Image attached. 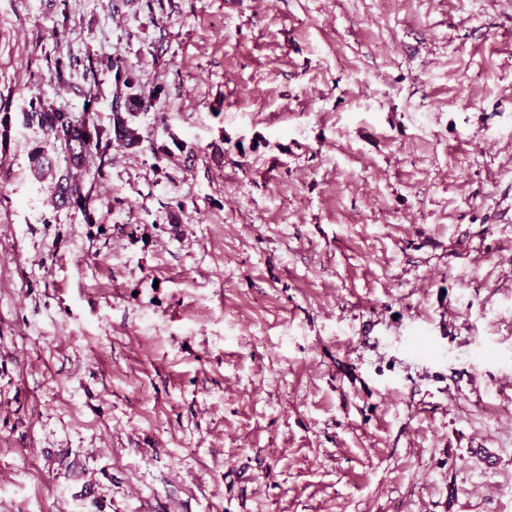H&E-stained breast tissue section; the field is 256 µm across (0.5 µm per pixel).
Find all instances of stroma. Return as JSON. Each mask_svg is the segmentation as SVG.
Instances as JSON below:
<instances>
[{"label": "stroma", "instance_id": "stroma-1", "mask_svg": "<svg viewBox=\"0 0 512 512\" xmlns=\"http://www.w3.org/2000/svg\"><path fill=\"white\" fill-rule=\"evenodd\" d=\"M2 103L0 512H512V0H0ZM110 67L115 69L118 78L120 72L125 75L123 86L127 91H117L113 96L112 125L109 128L98 126L89 115L92 112H88L86 105L82 118L77 120L74 126H71V121L67 119L69 112L41 102L38 103V107H34V112H29L50 136L52 152L56 158L62 157L65 162V168L59 169L43 147L34 148L29 158L37 178L51 176L54 180L55 196L60 205H77L83 211L89 210L92 197L89 192L84 196L80 193L81 179L72 170L81 168L85 157L93 149L101 153L103 164L113 141H119L129 148L138 146L141 141L139 129L130 119L135 111L146 107L137 76L133 72V67L121 54L112 55ZM135 90L139 92H134ZM83 134H86V139H83Z\"/></svg>", "mask_w": 512, "mask_h": 512}]
</instances>
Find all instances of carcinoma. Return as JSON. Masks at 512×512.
Wrapping results in <instances>:
<instances>
[{
	"instance_id": "cac0c4a2",
	"label": "carcinoma",
	"mask_w": 512,
	"mask_h": 512,
	"mask_svg": "<svg viewBox=\"0 0 512 512\" xmlns=\"http://www.w3.org/2000/svg\"><path fill=\"white\" fill-rule=\"evenodd\" d=\"M110 67L125 75V91L116 93L112 99L110 127L98 126L87 111L73 126L67 119V111L42 103L31 113L50 136L52 152L36 147L30 155V163L37 178L49 176L54 180L55 196L61 205H75L82 210L90 207L92 197L88 193H80L81 179L73 173V170L83 166L88 153L95 150L104 157L114 141L129 148L138 146L141 141L139 129L131 122L132 114L145 107V97L140 92L137 76L127 59L118 53L112 55ZM54 155L62 158L65 168L58 167L52 159Z\"/></svg>"
}]
</instances>
